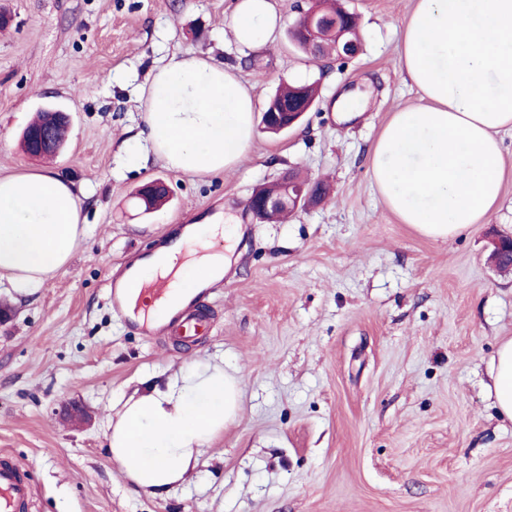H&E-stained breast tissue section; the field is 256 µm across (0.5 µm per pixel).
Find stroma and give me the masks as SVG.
<instances>
[{"mask_svg":"<svg viewBox=\"0 0 512 512\" xmlns=\"http://www.w3.org/2000/svg\"><path fill=\"white\" fill-rule=\"evenodd\" d=\"M362 53L316 60L279 32L252 50L224 34L234 0H0V177L49 168L83 192L87 235L69 265L0 321V451L28 470L32 512H512V421L498 415L488 361L512 337V276L487 262L489 229L512 234V132L497 208L442 242L390 212L370 179L389 115L415 103L398 47L414 0H341ZM237 68L258 103L283 83L316 84L304 123L254 131L230 172H173L151 150L121 160L143 128L141 92L172 57ZM344 90L366 93L340 122ZM70 112L68 140L33 158L22 133L39 108ZM298 170L328 193L286 221L246 203ZM160 179L168 202L135 197ZM233 218L224 281L199 305L195 345L145 336L115 310L110 277L169 229ZM202 360L240 379L242 411L185 482L134 492L106 445L107 420L149 380ZM85 411L83 423L66 416Z\"/></svg>","mask_w":512,"mask_h":512,"instance_id":"obj_1","label":"stroma"}]
</instances>
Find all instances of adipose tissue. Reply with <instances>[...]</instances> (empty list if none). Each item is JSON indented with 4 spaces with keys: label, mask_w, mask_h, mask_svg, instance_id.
<instances>
[{
    "label": "adipose tissue",
    "mask_w": 512,
    "mask_h": 512,
    "mask_svg": "<svg viewBox=\"0 0 512 512\" xmlns=\"http://www.w3.org/2000/svg\"><path fill=\"white\" fill-rule=\"evenodd\" d=\"M224 23L236 43L257 49L283 20L273 0H236ZM399 61L422 100L392 112L373 146L370 177L401 223L445 241L482 223L500 198V134L512 130V0H415ZM143 109L145 141L126 146V166H140L146 143L173 172L205 176L234 170L248 155L258 102L234 67L194 55L154 70ZM85 235L73 184L45 168L0 178V285L14 299L34 296ZM218 238L234 242L235 225H188L138 261L122 290L127 314L157 279L170 281L149 310L158 321L215 282L224 255L209 244ZM490 371L495 405L512 420V337ZM240 406L239 380L199 361L130 397L107 423V448L136 491L167 492Z\"/></svg>",
    "instance_id": "1"
}]
</instances>
